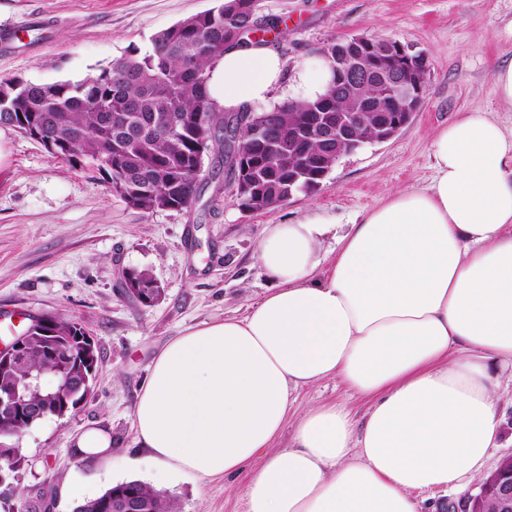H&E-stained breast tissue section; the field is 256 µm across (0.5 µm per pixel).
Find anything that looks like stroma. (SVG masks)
Here are the masks:
<instances>
[{
  "mask_svg": "<svg viewBox=\"0 0 512 512\" xmlns=\"http://www.w3.org/2000/svg\"><path fill=\"white\" fill-rule=\"evenodd\" d=\"M217 0H0V80L77 81L127 51H148L161 30L215 7ZM261 16L287 23L277 41L287 73L328 42L356 35L391 38L431 62L423 105L396 136L342 157L314 193L300 192L262 213L243 211L224 171L205 166L188 209L144 214L129 207L79 162L53 157L35 140L0 126V316L16 332L30 318L79 320L100 362L87 401L50 416L0 445L24 449L23 468L0 483V512H72L69 486L85 498L137 480L174 499L178 512H244L247 474L221 481L168 476L138 462L133 416L159 350L182 333L247 314L271 283L256 259L266 225L314 212L340 223L432 175L434 133L459 113H494L512 129V107L493 92L495 69L512 62V0H261ZM148 271L163 290L145 306L123 293L125 271ZM339 403L355 419L366 401L327 379L299 389L276 448L289 447L310 407ZM112 435L107 460L79 458L74 434Z\"/></svg>",
  "mask_w": 512,
  "mask_h": 512,
  "instance_id": "1",
  "label": "stroma"
}]
</instances>
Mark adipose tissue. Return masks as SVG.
Listing matches in <instances>:
<instances>
[{
  "label": "adipose tissue",
  "mask_w": 512,
  "mask_h": 512,
  "mask_svg": "<svg viewBox=\"0 0 512 512\" xmlns=\"http://www.w3.org/2000/svg\"><path fill=\"white\" fill-rule=\"evenodd\" d=\"M332 72L314 55L289 77L274 45L231 46L209 93L227 112L283 84L309 101ZM431 156L426 185L343 235L315 214L266 227L257 259L273 287L244 318L188 330L155 358L134 412L147 460L200 478L248 473L245 512H418L413 492L482 478L512 369V130L465 112L434 134ZM329 378L370 401L363 421L318 405L275 449L294 392Z\"/></svg>",
  "instance_id": "adipose-tissue-1"
}]
</instances>
